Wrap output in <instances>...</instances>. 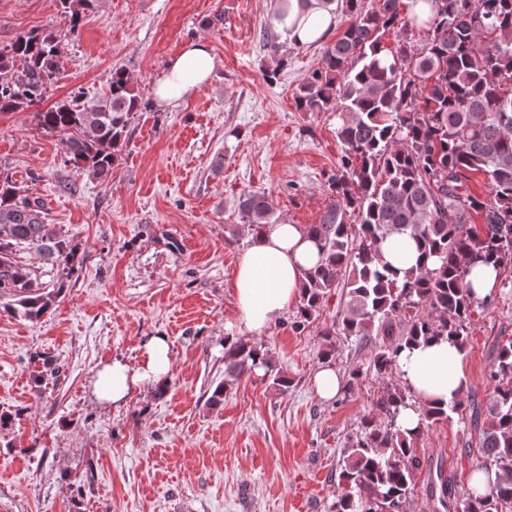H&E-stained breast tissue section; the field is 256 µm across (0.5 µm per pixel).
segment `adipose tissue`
I'll return each instance as SVG.
<instances>
[{"mask_svg": "<svg viewBox=\"0 0 512 512\" xmlns=\"http://www.w3.org/2000/svg\"><path fill=\"white\" fill-rule=\"evenodd\" d=\"M335 23V6L330 0H310L303 9L290 5L287 17L278 25L289 43L309 46L324 42ZM213 64L206 40L187 44L169 60L155 87L156 99L169 105L189 95L208 79ZM318 258L303 225L283 222L265 226L242 253L234 271L232 288L239 329L259 332L275 324L298 300L304 272ZM169 363L166 337H150L143 345L138 367L115 360L99 368L93 377V393L105 403L125 402L141 383L162 381ZM398 371L418 401L433 407L448 405L468 385L462 352L444 338L404 349Z\"/></svg>", "mask_w": 512, "mask_h": 512, "instance_id": "adipose-tissue-1", "label": "adipose tissue"}]
</instances>
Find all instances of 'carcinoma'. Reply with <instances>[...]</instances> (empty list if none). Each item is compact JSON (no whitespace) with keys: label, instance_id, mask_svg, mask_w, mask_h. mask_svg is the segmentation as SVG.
<instances>
[{"label":"carcinoma","instance_id":"cac0c4a2","mask_svg":"<svg viewBox=\"0 0 512 512\" xmlns=\"http://www.w3.org/2000/svg\"><path fill=\"white\" fill-rule=\"evenodd\" d=\"M420 1L430 6L426 17L401 14L402 0H372L370 8L366 0H327L345 16V27L324 46L320 66L299 83L294 103L299 112L336 113L342 154L327 180L324 211L305 225L320 259L305 272L292 326L314 321L342 286L343 315L323 331L320 358L335 357L338 335L361 344L384 337L369 370L387 381L375 401L386 422L361 420L345 449L332 512H407L423 465L418 440L434 424L467 412L482 430L478 472L495 474L496 482L483 495L471 487L458 499L445 479L439 493L456 501L458 512H512V339L497 344L493 396L484 412L465 395L446 408L422 405L417 430L407 437L399 417L416 399L390 381L401 350L421 339L446 336L466 349L474 312L492 302L474 296L467 274L489 263L500 274L512 270V0L409 3ZM57 2L65 28L18 33L0 46V112H23L44 98L59 73L62 40L79 33L101 0ZM420 28L427 39L417 50L411 36ZM390 33L396 42L387 48L383 40ZM83 97L74 92L37 110L34 120L42 133L60 138L65 163L105 181L127 143L133 115L149 102L123 68L112 70L94 104ZM476 175L490 187L485 198L468 189ZM238 215L250 234L277 223L263 193L243 194ZM393 235L414 239L433 265L402 275L392 271L382 245ZM26 249L57 266V288L44 287L24 263ZM82 265L78 245L49 230L44 202L0 170V307L40 321ZM257 369L288 390V376L262 347L225 344L224 382L210 401H221L227 387Z\"/></svg>","mask_w":512,"mask_h":512}]
</instances>
